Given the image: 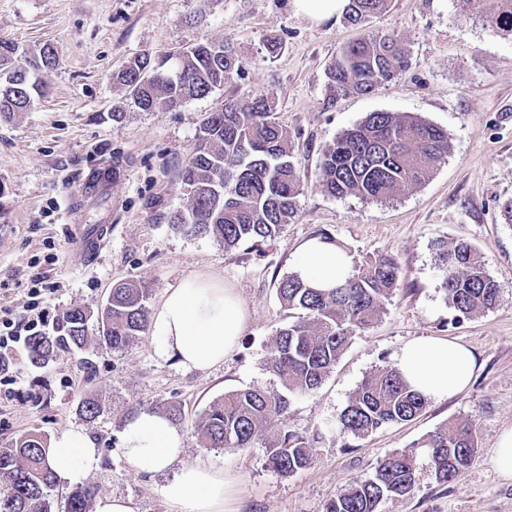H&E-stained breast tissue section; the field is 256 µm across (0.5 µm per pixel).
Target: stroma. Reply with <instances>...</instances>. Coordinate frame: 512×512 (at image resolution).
<instances>
[{
	"instance_id": "obj_1",
	"label": "stroma",
	"mask_w": 512,
	"mask_h": 512,
	"mask_svg": "<svg viewBox=\"0 0 512 512\" xmlns=\"http://www.w3.org/2000/svg\"><path fill=\"white\" fill-rule=\"evenodd\" d=\"M289 0H0V40L19 52L49 45L57 62L41 71L44 88L27 112L0 119V308L26 314L36 277L59 283L46 304L64 319L75 308L96 318L114 284L143 281L149 309L190 276L214 277L234 288L248 312L237 349L206 371H183L159 359L145 333L121 351L88 340L58 346L48 363L18 355L11 395L0 392V444L36 430L54 437L82 428L102 451L87 477L97 496L132 502L135 512H167L164 473L130 474L121 449L137 410L166 413L186 435V456L241 477L239 512H326L350 481L372 475L378 461L414 446L453 420L470 422L480 451L451 485L422 469L413 492L383 499L378 512H512V480L490 462L502 430L512 427V225L501 205L512 199V35L462 15L457 0H390L365 28L343 17L314 24ZM394 32L411 55L408 69L368 95L330 97L326 73L340 48L364 31ZM277 38L276 54L266 49ZM230 41L245 74L176 110L143 112L112 81L114 71L143 53L199 41ZM272 93L300 171L297 215L272 239L225 249L205 234L176 229L185 204L180 170L194 153L206 113L233 98ZM404 112L448 133L449 152L423 184L384 202L335 198L318 185L322 153L371 112ZM125 165L111 203L83 200L79 187L105 166ZM108 224L112 242L92 256L76 243V225ZM330 234L356 260L396 258L400 286L369 329L356 332L320 387L291 396L286 423L304 437L313 461L290 476L272 471L262 442L203 448L193 430L226 392L275 390L267 366L276 332L293 322L279 282L293 271L299 247ZM466 242L500 284L494 309L459 320L442 288L439 241ZM441 337L464 343L478 368L469 388L428 401L412 421L357 438L339 418L370 373L397 364L409 342ZM99 411L86 416L85 399Z\"/></svg>"
}]
</instances>
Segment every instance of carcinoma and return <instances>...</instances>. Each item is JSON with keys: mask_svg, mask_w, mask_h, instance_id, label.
I'll return each mask as SVG.
<instances>
[{"mask_svg": "<svg viewBox=\"0 0 512 512\" xmlns=\"http://www.w3.org/2000/svg\"><path fill=\"white\" fill-rule=\"evenodd\" d=\"M389 0H348L344 19L362 25L384 10ZM464 11L512 32V0H460ZM15 45L0 41V116L26 111L43 93L32 73L49 69L56 57L42 47L26 62L15 58ZM409 65V54L397 34H368L341 48L327 72L333 95L370 94ZM246 63L224 42H197L177 50L134 57L112 75L135 106L144 112L176 110L207 97L242 76ZM269 94L246 102L227 99L210 112L198 131V145L180 171L186 192L184 208L172 223L206 233L231 249L279 234L296 216L300 173L288 131L276 121ZM448 133L419 118L397 112H371L323 152L318 174L322 191L332 197L355 196L386 201L405 188L427 181L448 155ZM442 286L457 318L494 308L501 287L490 276L472 246L439 245ZM400 270L391 255L354 262L340 286L313 288L295 274L278 287L283 304L303 315L279 329L267 364L283 391L247 387L224 394L195 425L194 435L207 448H250L265 437L269 467L290 476L312 463V448L288 430L283 417L288 395L318 388L347 350L354 332L367 329L399 287ZM151 289L143 282L112 288V300L97 317L98 344L122 349L145 333L146 303ZM88 318L73 309L57 336H33L31 358L46 359L60 343L84 345ZM427 399L412 391L394 367L368 375L351 397L339 422L343 432L365 437L391 423L414 419ZM47 438L30 432L0 444V512H52L49 490L55 474ZM479 453L476 433L466 421L451 422L428 434L413 449L382 458L372 476L353 480L327 504L326 512H377L388 496L409 494L421 458H426L441 485L457 481ZM94 491L77 486L66 496V512H93Z\"/></svg>", "mask_w": 512, "mask_h": 512, "instance_id": "1", "label": "carcinoma"}]
</instances>
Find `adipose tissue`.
Wrapping results in <instances>:
<instances>
[{
	"instance_id": "1",
	"label": "adipose tissue",
	"mask_w": 512,
	"mask_h": 512,
	"mask_svg": "<svg viewBox=\"0 0 512 512\" xmlns=\"http://www.w3.org/2000/svg\"><path fill=\"white\" fill-rule=\"evenodd\" d=\"M352 269L336 245L314 238L299 248L294 273L317 288H332ZM158 358L176 360L184 370H207L223 363L246 326L247 310L234 289L213 278L191 277L165 295L152 315ZM397 367L424 397L445 400L464 392L475 371L470 348L447 338H422L405 345ZM185 435L159 413L142 410L126 428L122 455L132 474L171 473L164 489L168 512H232L240 479L207 461L185 457ZM56 477L76 484L96 471L100 451L83 431L66 428L49 449Z\"/></svg>"
}]
</instances>
